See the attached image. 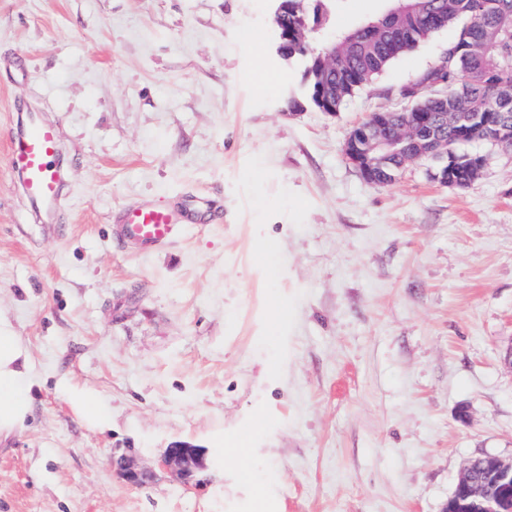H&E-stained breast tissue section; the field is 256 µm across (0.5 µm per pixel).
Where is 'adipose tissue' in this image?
I'll return each mask as SVG.
<instances>
[{
	"label": "adipose tissue",
	"mask_w": 512,
	"mask_h": 512,
	"mask_svg": "<svg viewBox=\"0 0 512 512\" xmlns=\"http://www.w3.org/2000/svg\"><path fill=\"white\" fill-rule=\"evenodd\" d=\"M33 358L12 323L0 316V443L23 426L31 409Z\"/></svg>",
	"instance_id": "obj_1"
}]
</instances>
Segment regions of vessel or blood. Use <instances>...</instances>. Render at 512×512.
<instances>
[{
    "instance_id": "b4317fda",
    "label": "vessel or blood",
    "mask_w": 512,
    "mask_h": 512,
    "mask_svg": "<svg viewBox=\"0 0 512 512\" xmlns=\"http://www.w3.org/2000/svg\"><path fill=\"white\" fill-rule=\"evenodd\" d=\"M62 153L59 125L29 108L17 115V130L10 138L9 164L21 192L41 223L55 221L64 178L58 164ZM181 216L161 205H129L119 213L118 239L143 246L172 244L182 234Z\"/></svg>"
}]
</instances>
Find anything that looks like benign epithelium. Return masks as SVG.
<instances>
[{
    "label": "benign epithelium",
    "instance_id": "1",
    "mask_svg": "<svg viewBox=\"0 0 512 512\" xmlns=\"http://www.w3.org/2000/svg\"><path fill=\"white\" fill-rule=\"evenodd\" d=\"M274 26L276 38L288 42V27L282 20L288 14V0H276ZM452 120L468 126L475 135L483 132L495 143L503 142L500 134H491L487 129L488 120L477 112H412L405 119L404 126L419 135V152L415 160L424 159L442 166V181L448 182V164L457 163L453 154L443 152L433 141L438 124ZM392 135L381 122L360 123L348 134L345 155L364 180L379 184L391 175V161L383 156L377 163L369 160V154L376 148L390 145ZM203 451L187 442H175L167 448L160 459V465L183 484L188 485L198 469L202 467ZM117 470L128 483L143 485L149 480L148 472L132 459L122 458ZM444 512H512V460L483 454L470 460L464 467L455 489L448 499Z\"/></svg>",
    "mask_w": 512,
    "mask_h": 512
}]
</instances>
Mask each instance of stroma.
<instances>
[{
  "mask_svg": "<svg viewBox=\"0 0 512 512\" xmlns=\"http://www.w3.org/2000/svg\"><path fill=\"white\" fill-rule=\"evenodd\" d=\"M273 13L0 0V313L34 360L0 512H444L469 459H512V147L469 144L484 165L465 188L421 162L373 185L343 151L406 89L431 93L455 30L330 116L277 56ZM33 106L62 130L54 224L8 164ZM131 203L189 223L161 249L118 245L108 219ZM176 441L205 453L197 486L156 467ZM123 455L146 486L116 475ZM72 399L86 424L98 428L109 419V408L92 392L74 390Z\"/></svg>",
  "mask_w": 512,
  "mask_h": 512,
  "instance_id": "1",
  "label": "stroma"
}]
</instances>
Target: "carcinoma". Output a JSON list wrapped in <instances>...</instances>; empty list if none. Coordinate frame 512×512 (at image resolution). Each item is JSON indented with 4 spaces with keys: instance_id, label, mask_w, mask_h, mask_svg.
<instances>
[{
    "instance_id": "1",
    "label": "carcinoma",
    "mask_w": 512,
    "mask_h": 512,
    "mask_svg": "<svg viewBox=\"0 0 512 512\" xmlns=\"http://www.w3.org/2000/svg\"><path fill=\"white\" fill-rule=\"evenodd\" d=\"M288 28L307 14L311 28L306 47L288 41V57L306 61L305 78L312 104L337 112L343 104L394 60L434 34L457 30L448 56L422 81L433 76H461L464 98L456 102L453 82L440 84L430 97L411 107L428 112H495L500 92L512 96V0H388L380 12L328 40L325 33L339 0H290ZM472 140L462 126L446 127L442 141L457 151Z\"/></svg>"
}]
</instances>
